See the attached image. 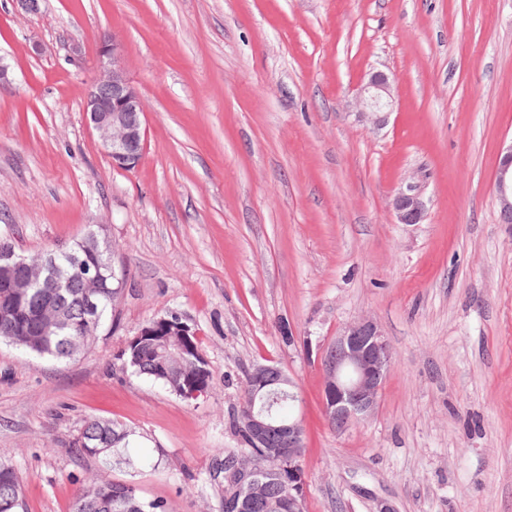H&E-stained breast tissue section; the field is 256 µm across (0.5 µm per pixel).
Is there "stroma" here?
<instances>
[{
    "mask_svg": "<svg viewBox=\"0 0 512 512\" xmlns=\"http://www.w3.org/2000/svg\"><path fill=\"white\" fill-rule=\"evenodd\" d=\"M115 37L145 107L133 170L83 117ZM0 238L31 256L99 224L123 297L70 362L0 342V462L26 512H71L78 480L135 482L168 512H220L213 451L245 376L296 382L306 512H512V0H0ZM388 125L359 121L370 72ZM426 203L395 223L406 181ZM175 315L212 373L188 402L122 368ZM362 316L393 353L374 415L340 432L321 357ZM133 430L123 463L80 457L86 417ZM395 97L390 77L384 71H372L355 98V115L360 121L382 129L394 111ZM500 223L512 224V146L500 157L495 175ZM142 336H195V332L183 323L179 318L160 317L148 321L137 333L131 338L127 345H134Z\"/></svg>",
    "mask_w": 512,
    "mask_h": 512,
    "instance_id": "stroma-1",
    "label": "stroma"
}]
</instances>
